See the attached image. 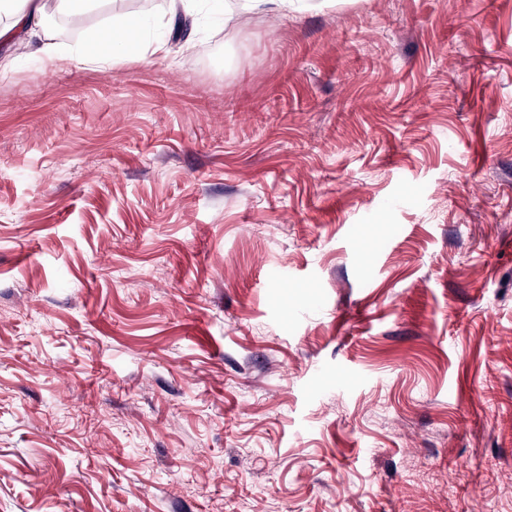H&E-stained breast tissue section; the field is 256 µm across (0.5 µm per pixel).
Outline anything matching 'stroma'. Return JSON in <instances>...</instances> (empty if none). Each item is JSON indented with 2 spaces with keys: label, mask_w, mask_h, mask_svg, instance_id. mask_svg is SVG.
I'll list each match as a JSON object with an SVG mask.
<instances>
[{
  "label": "stroma",
  "mask_w": 512,
  "mask_h": 512,
  "mask_svg": "<svg viewBox=\"0 0 512 512\" xmlns=\"http://www.w3.org/2000/svg\"><path fill=\"white\" fill-rule=\"evenodd\" d=\"M238 3L0 38V512H512V0ZM139 20L135 16H126L112 20L105 34L95 42L89 41L82 48V60L86 63L119 62L127 57L121 56L117 50L126 48L135 38Z\"/></svg>",
  "instance_id": "obj_1"
}]
</instances>
